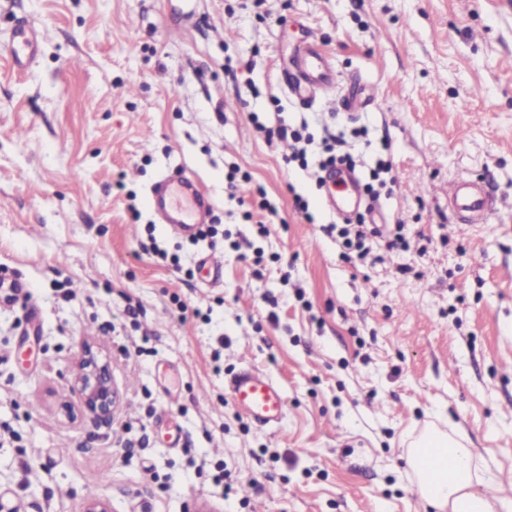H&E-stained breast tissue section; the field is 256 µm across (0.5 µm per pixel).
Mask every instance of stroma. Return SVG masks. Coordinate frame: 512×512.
<instances>
[{
	"mask_svg": "<svg viewBox=\"0 0 512 512\" xmlns=\"http://www.w3.org/2000/svg\"><path fill=\"white\" fill-rule=\"evenodd\" d=\"M25 20L41 52L18 74L5 36ZM309 37L337 89L303 106L280 73ZM274 112L313 135L307 168L255 129ZM331 134L360 178L392 165L362 199L368 263L327 231ZM175 170L210 198L206 240L150 208ZM457 180L501 199L492 223L455 222ZM260 189L273 212L254 210ZM0 278L40 310L32 325L28 300L0 304V503L16 512L92 495L111 512H426L405 455L430 423L464 432L512 501V0H0ZM87 342L121 394L107 423L68 392ZM247 364L282 387L279 425L228 397ZM336 143L342 144L344 142L334 135H330L328 138L324 139V153L326 154V157L321 161V167L327 168L339 164L353 168L355 163L351 154L345 152L337 155L335 151Z\"/></svg>",
	"mask_w": 512,
	"mask_h": 512,
	"instance_id": "35a3bbf8",
	"label": "stroma"
}]
</instances>
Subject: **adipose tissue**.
Wrapping results in <instances>:
<instances>
[{
    "mask_svg": "<svg viewBox=\"0 0 512 512\" xmlns=\"http://www.w3.org/2000/svg\"><path fill=\"white\" fill-rule=\"evenodd\" d=\"M407 464L422 472L417 493L432 512H512V501L490 502L463 440L428 432L410 449Z\"/></svg>",
    "mask_w": 512,
    "mask_h": 512,
    "instance_id": "obj_1",
    "label": "adipose tissue"
}]
</instances>
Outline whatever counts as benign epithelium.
I'll return each mask as SVG.
<instances>
[{
	"mask_svg": "<svg viewBox=\"0 0 512 512\" xmlns=\"http://www.w3.org/2000/svg\"><path fill=\"white\" fill-rule=\"evenodd\" d=\"M69 389L84 413L100 419L112 417L119 393L112 382L111 361L101 351L83 346Z\"/></svg>",
	"mask_w": 512,
	"mask_h": 512,
	"instance_id": "1",
	"label": "benign epithelium"
}]
</instances>
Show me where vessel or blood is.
<instances>
[{"label":"vessel or blood","mask_w":512,"mask_h":512,"mask_svg":"<svg viewBox=\"0 0 512 512\" xmlns=\"http://www.w3.org/2000/svg\"><path fill=\"white\" fill-rule=\"evenodd\" d=\"M9 56L15 67L25 70L36 62L40 47L36 28L21 25L7 37ZM288 93L299 103H314L318 95L334 90L336 69L332 57L316 41L306 42L292 60L284 77ZM149 203L162 223L192 237L206 223L211 205L196 181L186 175L162 177L151 189ZM448 207L462 222L485 224L497 211L496 202L481 187L468 181L448 185ZM237 406L253 421L265 426L278 424L286 409L282 387L260 370L243 366L227 383Z\"/></svg>","instance_id":"b4317fda"}]
</instances>
